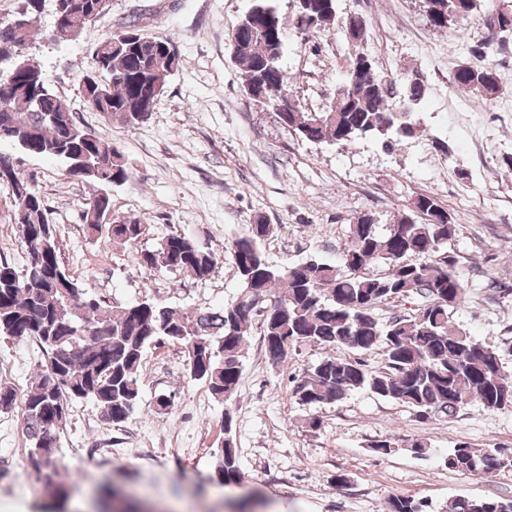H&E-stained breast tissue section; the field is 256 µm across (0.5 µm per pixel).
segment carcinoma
Here are the masks:
<instances>
[{
    "label": "carcinoma",
    "instance_id": "1",
    "mask_svg": "<svg viewBox=\"0 0 512 512\" xmlns=\"http://www.w3.org/2000/svg\"><path fill=\"white\" fill-rule=\"evenodd\" d=\"M98 0H55L51 40L68 44L97 22L88 17ZM482 0H423L427 24L436 31L464 35V25L479 13ZM249 21L231 36V48L242 71L243 89L259 88L266 100L261 110L277 112L281 124L313 143L346 144L372 135L384 146L426 134L415 112L426 93V77L418 69L376 81L361 80L357 70L372 64L358 55L346 67L322 112H309L289 90L280 66L282 23L266 0H254ZM338 21L336 0H303L293 24L306 35ZM33 24L0 23V143L9 142L38 156L66 163V175L89 185L83 221L102 231L100 219L112 210V188L124 184L130 170L124 155L105 136L88 135L50 87L45 73L25 55ZM486 41L471 46L476 63L457 67L451 86L482 102L501 90L493 61L500 47L493 29ZM174 40L150 34L133 15L117 36L96 46L92 66L79 84L86 105L108 125L133 128L147 120L145 101L164 94L180 67V55L165 48ZM412 111H404L405 107ZM11 188L14 223L26 248V268L19 273L0 261V340L33 341L42 350L37 373L18 393L0 383V412L19 406L29 442L28 465L42 475L48 512L69 498L59 479L55 448L70 416L72 403L93 401L101 417L113 425L126 422L141 399L139 368L147 348L172 343L185 356L186 377L208 386L224 403V441L212 453L214 474L229 488L241 486L243 472L233 440L232 403L243 372V349L255 317L261 323L265 355L281 365L298 345H313L328 354L306 369L292 390L308 409L343 399L348 393L371 394L414 409L418 416H451L473 399L490 410L512 406V374L504 369L497 348L461 330L451 312L464 298L465 286L447 244L457 231L431 195L414 198L391 224L380 226L369 215L349 225L340 263L308 259L277 267L269 263L263 243L273 225L263 219L232 240L230 256L241 284L238 297L219 309H173L145 297L125 306H105L80 286L61 261L56 229L44 198L15 170L11 155L0 152V184ZM150 225L116 217L108 225L112 241L136 244ZM223 254L196 240L170 234L140 251L139 266L152 275L177 271L204 280ZM378 263L383 270L371 273ZM421 300L412 316L379 320L375 310L407 298ZM382 352L377 370L358 357L336 350ZM448 469L469 475L512 468V455L502 448H473L463 443L448 453ZM387 512H423L422 504L391 494ZM98 512H146L115 482L96 492ZM447 512H512V500L456 496Z\"/></svg>",
    "mask_w": 512,
    "mask_h": 512
}]
</instances>
